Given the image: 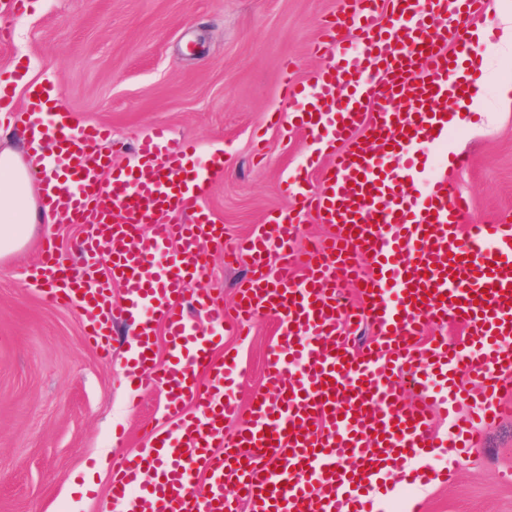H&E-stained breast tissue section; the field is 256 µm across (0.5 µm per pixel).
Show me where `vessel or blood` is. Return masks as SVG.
Masks as SVG:
<instances>
[{
    "mask_svg": "<svg viewBox=\"0 0 512 512\" xmlns=\"http://www.w3.org/2000/svg\"><path fill=\"white\" fill-rule=\"evenodd\" d=\"M485 13L486 0H341L314 47L325 65L308 85L285 82L291 111L268 115L271 126L305 135L306 168L318 178L283 179L292 209L229 247L223 225L196 206L224 170L217 156L202 158L195 142L157 129L141 140L133 166H113L99 150L106 128L68 122L60 89L30 88L13 118L53 148L33 156L41 207L92 225L83 253L107 264L87 286L48 249L30 276L43 286V304L87 316L85 335L103 362L112 360L111 320L137 318L129 373L152 368L172 416L138 454L114 460L121 512H238L224 493L229 484L249 512H382L386 461L404 472L443 449L459 455L478 443L480 426L502 417L512 397V225L468 223L467 199L447 178L426 174L424 160L425 146L448 131L449 104L464 106L477 89L471 41L449 20ZM305 214L334 233L297 252ZM205 242L249 269L237 333L258 312L279 322L267 389L245 406L231 390L242 373L236 355H213L227 320L223 302L186 290L208 269ZM363 261L372 273L360 302L342 301L341 282L358 276ZM116 282L120 308L108 299ZM196 312L213 335L200 333ZM364 321L374 338L353 348L348 336ZM435 321L460 324L464 346L435 339L417 349L416 337ZM160 326L169 356L158 365L151 338ZM428 368L448 383L458 441L446 447L430 425ZM461 371L480 382L477 407L465 414L457 410ZM407 386L422 403H403ZM189 402L194 412H185ZM239 416L244 426L215 454L225 421Z\"/></svg>",
    "mask_w": 512,
    "mask_h": 512,
    "instance_id": "1",
    "label": "vessel or blood"
}]
</instances>
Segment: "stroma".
<instances>
[{"mask_svg": "<svg viewBox=\"0 0 512 512\" xmlns=\"http://www.w3.org/2000/svg\"><path fill=\"white\" fill-rule=\"evenodd\" d=\"M336 10L337 0H29L24 13L0 10L9 33L0 72L22 66L35 83L60 89L76 123L108 127L113 165L132 161L136 140L157 127L198 141L204 155L223 154L224 174L201 205L232 243L291 205L280 184L303 165L306 140L264 117L286 106L284 71L303 82L320 66L310 48ZM486 44L475 46L482 95L461 117L466 137L429 145L427 156L467 155L448 179L468 197L470 220L512 224V108L498 102L499 81L512 82V54ZM84 237L79 224H40L0 260V512H108L113 454L137 452L164 426L165 394L151 371L127 375L131 320L113 324L105 364L86 345L82 318L39 301L28 271L41 250L56 248L78 272ZM209 254L207 274L189 287L233 306L248 269L225 265L223 250ZM277 336V319L264 313L249 335L224 336L221 349L237 353L243 369L240 399L265 390ZM428 465L452 469L455 481L417 486L404 512H512V414L485 428L479 446Z\"/></svg>", "mask_w": 512, "mask_h": 512, "instance_id": "stroma-1", "label": "stroma"}]
</instances>
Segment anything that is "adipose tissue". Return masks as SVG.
Wrapping results in <instances>:
<instances>
[{
    "label": "adipose tissue",
    "instance_id": "adipose-tissue-1",
    "mask_svg": "<svg viewBox=\"0 0 512 512\" xmlns=\"http://www.w3.org/2000/svg\"><path fill=\"white\" fill-rule=\"evenodd\" d=\"M43 217L29 164L12 150L0 151V258L22 249Z\"/></svg>",
    "mask_w": 512,
    "mask_h": 512
}]
</instances>
